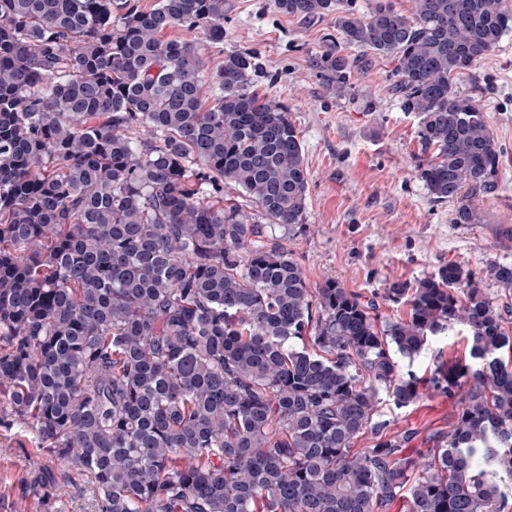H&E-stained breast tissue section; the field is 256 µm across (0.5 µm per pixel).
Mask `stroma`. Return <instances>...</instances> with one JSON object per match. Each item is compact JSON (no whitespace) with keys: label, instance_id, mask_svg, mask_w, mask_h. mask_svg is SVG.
Listing matches in <instances>:
<instances>
[{"label":"stroma","instance_id":"1","mask_svg":"<svg viewBox=\"0 0 512 512\" xmlns=\"http://www.w3.org/2000/svg\"><path fill=\"white\" fill-rule=\"evenodd\" d=\"M269 3L228 0L224 42L203 48L204 71L214 72L226 55L253 54L255 90L283 104L299 132L310 229L289 237L288 248L310 285L333 278L368 296L455 262L483 277L512 326V290L487 276L493 265L512 264V32L456 81L460 93L484 107L502 151L500 191L485 201L484 221L456 224L455 202H433L419 175V119L392 91L394 62L369 57L350 89L336 91L316 67L325 36L336 33L335 14L308 22L276 13ZM468 358L464 328L430 338L409 365L422 380L418 399L399 408L381 398L378 411L389 432L413 435L405 455L425 454L433 435L454 424L457 398L433 390L428 379L438 366ZM0 512H94L93 484L48 459L30 434L0 426Z\"/></svg>","mask_w":512,"mask_h":512}]
</instances>
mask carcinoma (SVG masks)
<instances>
[{
    "mask_svg": "<svg viewBox=\"0 0 512 512\" xmlns=\"http://www.w3.org/2000/svg\"><path fill=\"white\" fill-rule=\"evenodd\" d=\"M336 13L318 68L343 91L368 55L419 118L431 199L480 224L499 191L488 117L454 79L512 30L503 0H271ZM227 0H0V425L94 483L96 512H505L512 485V332L482 280L448 263L384 300L310 286L288 250L306 224L298 130L252 87L248 54L203 79ZM356 54H349V50ZM247 207L224 205V184ZM281 234H276V231ZM489 276L512 289V266ZM469 328L470 357L431 386L458 398L428 456L375 420L379 393L428 338ZM370 442L358 450V439Z\"/></svg>",
    "mask_w": 512,
    "mask_h": 512,
    "instance_id": "cac0c4a2",
    "label": "carcinoma"
}]
</instances>
